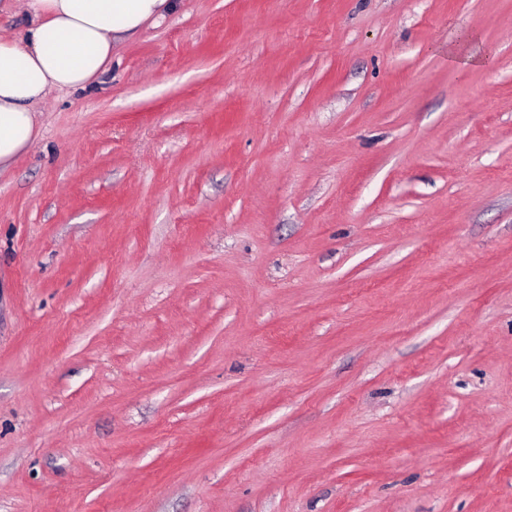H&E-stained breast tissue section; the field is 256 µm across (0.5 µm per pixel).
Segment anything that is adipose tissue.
<instances>
[{"label": "adipose tissue", "instance_id": "ef3b65f1", "mask_svg": "<svg viewBox=\"0 0 512 512\" xmlns=\"http://www.w3.org/2000/svg\"><path fill=\"white\" fill-rule=\"evenodd\" d=\"M24 39L0 37V168L37 138V107L50 92L92 84L123 37L164 17L170 0H27Z\"/></svg>", "mask_w": 512, "mask_h": 512}]
</instances>
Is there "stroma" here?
<instances>
[{
	"label": "stroma",
	"instance_id": "stroma-1",
	"mask_svg": "<svg viewBox=\"0 0 512 512\" xmlns=\"http://www.w3.org/2000/svg\"><path fill=\"white\" fill-rule=\"evenodd\" d=\"M0 512H512V0H176L51 93Z\"/></svg>",
	"mask_w": 512,
	"mask_h": 512
}]
</instances>
